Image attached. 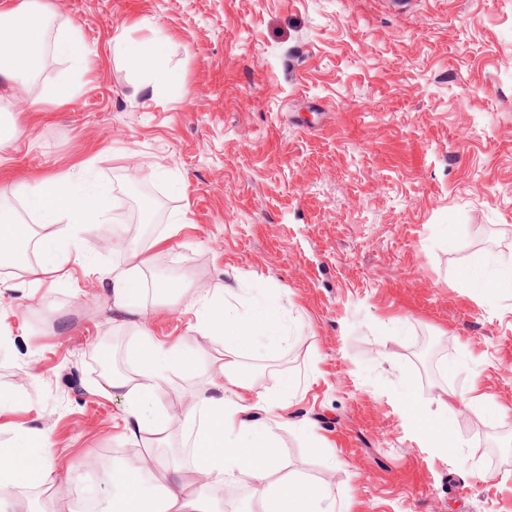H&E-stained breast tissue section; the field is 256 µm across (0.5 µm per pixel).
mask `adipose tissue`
I'll return each mask as SVG.
<instances>
[{
  "mask_svg": "<svg viewBox=\"0 0 512 512\" xmlns=\"http://www.w3.org/2000/svg\"><path fill=\"white\" fill-rule=\"evenodd\" d=\"M47 17L45 0H23L19 7L0 14L1 79L11 80L19 70L31 78L38 76L45 66L43 48L48 42L59 55L77 64L83 62L85 49L78 32L48 41ZM15 189L40 224L52 229L39 243L38 264L28 269L33 282H41L44 275L69 264H86L74 231L83 224L109 223L111 186L70 171L32 188L19 183ZM108 277L116 309L145 313L144 282L137 266L112 268ZM187 299L195 315L198 339L218 338L224 343L223 361L212 366L191 406L181 415L191 435V462L185 465L170 460L156 450L132 459L113 458L110 512H195L205 489L197 482L201 472L209 476V486L214 488L224 487L232 479L252 486L251 499L233 501L231 512H253L257 501L263 512H334L336 494L328 483L269 481L279 463L278 451L269 423L253 419L251 412L260 409L276 413L287 403L293 385L284 382L275 396L258 392L240 373L239 366L257 338L273 342L282 336L283 322L276 303L264 294L242 311L220 292L194 291ZM191 364L185 346L144 338L137 378L115 374L110 379L112 388L122 390L126 399L125 431L134 434L165 427L172 415L158 410L157 390L169 372L187 369ZM402 396L409 424L439 448L449 445L451 418L459 404L477 408L484 404L476 389L465 394L448 391L439 398L442 414L434 415L418 408L412 388H404ZM16 438L17 445H0V512H13V492L18 487L29 483L53 487L58 483L49 438L26 429L18 430Z\"/></svg>",
  "mask_w": 512,
  "mask_h": 512,
  "instance_id": "obj_1",
  "label": "adipose tissue"
}]
</instances>
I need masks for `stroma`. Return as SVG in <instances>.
Wrapping results in <instances>:
<instances>
[{
  "instance_id": "35a3bbf8",
  "label": "stroma",
  "mask_w": 512,
  "mask_h": 512,
  "mask_svg": "<svg viewBox=\"0 0 512 512\" xmlns=\"http://www.w3.org/2000/svg\"><path fill=\"white\" fill-rule=\"evenodd\" d=\"M52 35L77 29L82 66L49 55L38 80L0 82V174L31 182L93 161L111 221L77 235L92 267L31 283L0 264V417L50 435L60 488L17 490L52 512L85 458L155 447L130 436L126 401L99 367L109 347L135 376L143 333L194 342L183 282L258 291L284 319L242 367L295 395L273 425L272 481L326 479L338 512H512V289L480 294L464 271L512 263V0H50ZM163 42L149 65L121 46ZM166 72L180 75L171 86ZM79 91L47 104L56 85ZM45 108L42 119L33 111ZM158 221L130 226V166ZM185 226H178V219ZM136 256L146 315L114 310L97 268ZM222 340L169 375L163 406L191 402ZM478 381L492 421L459 407L453 446L406 424L402 389L438 395Z\"/></svg>"
}]
</instances>
